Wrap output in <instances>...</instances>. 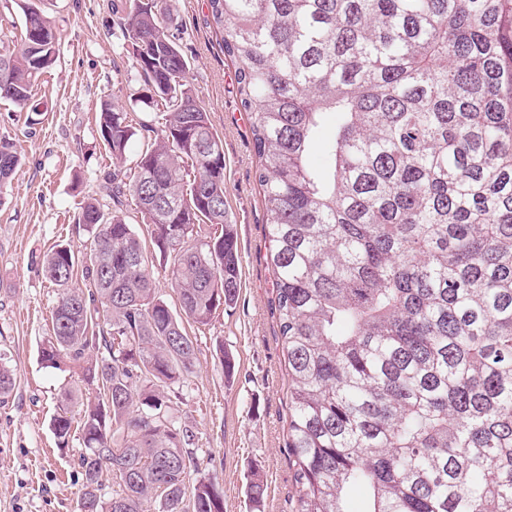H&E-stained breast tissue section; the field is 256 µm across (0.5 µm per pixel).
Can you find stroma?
<instances>
[{
  "mask_svg": "<svg viewBox=\"0 0 512 512\" xmlns=\"http://www.w3.org/2000/svg\"><path fill=\"white\" fill-rule=\"evenodd\" d=\"M112 3L40 0L60 34L58 61L38 87L40 114L31 121L13 103L0 101V137L10 138L22 157L0 190V355L16 378L11 397L0 403V512H80V434L72 432L61 448L52 431L61 390L74 380L68 369L45 367L39 356L58 293L45 258L59 244L78 255L89 244L77 218L113 171L98 124L102 104H115L133 124L157 129L167 112L164 105L144 104ZM157 5L165 22L183 34L188 80L224 144L225 198L240 257L236 303L218 309L205 327L185 325L195 339L196 359L178 390L174 416L208 458L186 485L215 480L224 512H292L288 376L272 310L267 214L248 116L207 0ZM225 353L235 364L229 377L220 361ZM254 470L266 487L258 503L247 494Z\"/></svg>",
  "mask_w": 512,
  "mask_h": 512,
  "instance_id": "obj_1",
  "label": "stroma"
}]
</instances>
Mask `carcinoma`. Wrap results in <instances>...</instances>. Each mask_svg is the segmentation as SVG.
I'll list each match as a JSON object with an SVG mask.
<instances>
[{"label": "carcinoma", "instance_id": "1", "mask_svg": "<svg viewBox=\"0 0 512 512\" xmlns=\"http://www.w3.org/2000/svg\"><path fill=\"white\" fill-rule=\"evenodd\" d=\"M208 7L269 215L296 512H345L355 486L370 491L366 512H512V0ZM22 11L20 36H0V99L36 112L59 37L31 0ZM30 21L46 29L37 53ZM117 25L147 99L168 113L157 131L102 105L115 172L100 190L115 210L87 203L89 253L58 246L46 258L59 292L41 362L98 389L77 416L63 391L52 430L66 445L80 419L89 512H224L212 480L186 496L201 462L171 392L195 344L118 212L135 200L171 258L181 312L208 325L240 286L224 153L156 0H129ZM326 113L337 124L322 141ZM319 145L321 170L309 160ZM20 162L0 137V190ZM203 224L214 232L201 239ZM14 386L0 363V399ZM106 472L118 490L105 501Z\"/></svg>", "mask_w": 512, "mask_h": 512}]
</instances>
